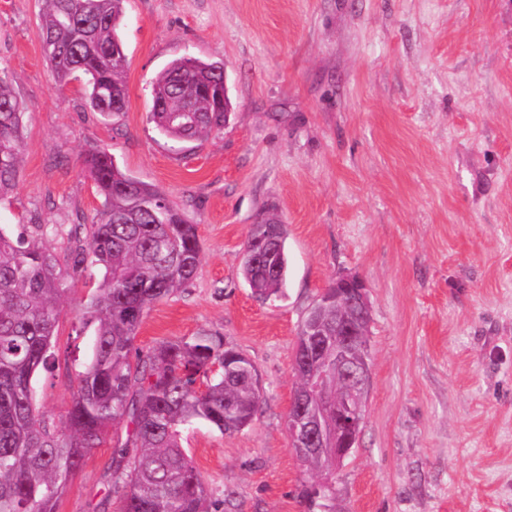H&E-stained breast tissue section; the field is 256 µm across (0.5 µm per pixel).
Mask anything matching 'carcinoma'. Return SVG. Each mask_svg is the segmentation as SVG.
Returning <instances> with one entry per match:
<instances>
[{"label":"carcinoma","instance_id":"carcinoma-1","mask_svg":"<svg viewBox=\"0 0 512 512\" xmlns=\"http://www.w3.org/2000/svg\"><path fill=\"white\" fill-rule=\"evenodd\" d=\"M124 0H45L41 33L55 83L81 74L92 111L126 110L127 59L119 29ZM224 63L174 60L152 89V119L164 135L199 141L224 126ZM193 111L175 118L172 110ZM24 108L0 72V200L16 188ZM82 166L103 197L92 224L70 230L74 269L104 270L85 306L93 353L78 374L63 427L35 403L34 377L56 347L67 292L61 262L38 242L0 227V512H57L72 476L109 430V477L121 512H215L208 487L182 444V430L203 420L223 433L247 428L261 396L254 365L211 333L134 347L144 314L195 277L197 226L165 192L123 172L105 150ZM286 225L271 217L251 225L241 271L259 301L282 296L288 275ZM202 381L204 388L197 387ZM305 460L310 475L336 470L332 448Z\"/></svg>","mask_w":512,"mask_h":512}]
</instances>
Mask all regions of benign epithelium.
I'll return each instance as SVG.
<instances>
[{
	"instance_id": "obj_1",
	"label": "benign epithelium",
	"mask_w": 512,
	"mask_h": 512,
	"mask_svg": "<svg viewBox=\"0 0 512 512\" xmlns=\"http://www.w3.org/2000/svg\"><path fill=\"white\" fill-rule=\"evenodd\" d=\"M348 299L371 309L365 284L351 277L336 279L335 287L325 289L315 301L317 308L336 300ZM305 328L301 362L321 367L320 376L298 391V401L288 409V438L301 453L315 455L323 451L325 439L336 434L338 463H343L355 447L362 424V394L369 388L370 355L362 359L353 356L361 346L360 337L366 327L357 328L347 321H336V328L324 327L315 315L304 320ZM348 384V394L333 399L330 380Z\"/></svg>"
}]
</instances>
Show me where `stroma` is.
I'll return each instance as SVG.
<instances>
[{
	"instance_id": "1",
	"label": "stroma",
	"mask_w": 512,
	"mask_h": 512,
	"mask_svg": "<svg viewBox=\"0 0 512 512\" xmlns=\"http://www.w3.org/2000/svg\"><path fill=\"white\" fill-rule=\"evenodd\" d=\"M44 8L0 0V68L25 107L0 226L66 256L71 226L101 207L80 163L99 148L196 224V277L148 310L135 345L204 331L257 370L250 427L183 433L218 512H308L286 429L293 361L310 307L342 275L367 286L371 377L330 512H512V0H124L127 108L108 119L88 110L82 78L54 83ZM182 56L223 62L232 102L194 143L150 119L157 76ZM269 214L287 226L290 269L284 296L263 303L241 252ZM63 273L55 361L34 382L59 426L103 278ZM111 458V443L93 449L57 512L110 498Z\"/></svg>"
}]
</instances>
